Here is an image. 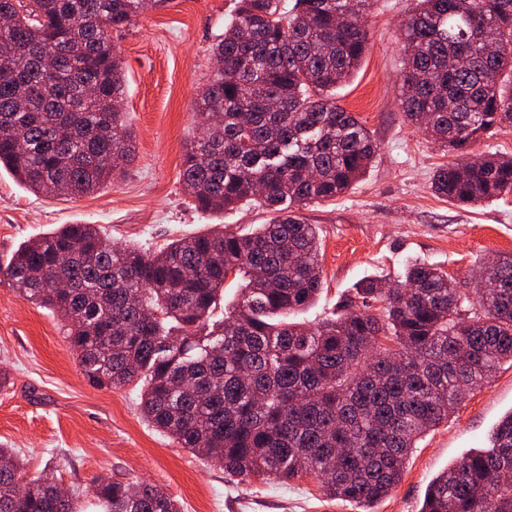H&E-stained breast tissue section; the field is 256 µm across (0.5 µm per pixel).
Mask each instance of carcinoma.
Segmentation results:
<instances>
[{
  "label": "carcinoma",
  "mask_w": 512,
  "mask_h": 512,
  "mask_svg": "<svg viewBox=\"0 0 512 512\" xmlns=\"http://www.w3.org/2000/svg\"><path fill=\"white\" fill-rule=\"evenodd\" d=\"M153 2L0 0V169L71 199L122 173L135 149L110 33ZM373 2L297 0L288 10L240 0L214 47L224 68L198 91L202 138L188 141L180 179L197 209L255 201L267 223L242 236L216 227L152 253L112 245L95 224H64L0 265L1 285L64 316L86 379L142 384L143 418L181 447L241 481L312 477L360 512L400 481L425 435L512 362V256L485 265V287L470 293L414 260L403 296L371 277L333 317L288 321L315 303L324 278L316 226L287 206L344 194L378 152L333 100L368 48ZM403 30L406 119L450 154L512 129V0H416ZM431 188L462 206L511 193L512 156L452 162ZM230 275L242 281L237 303L214 320ZM93 493L102 512H181L148 483L101 478ZM79 500L25 476L14 450L0 448V512H80ZM420 512H512V411L485 447L432 480Z\"/></svg>",
  "instance_id": "1"
}]
</instances>
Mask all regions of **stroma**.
<instances>
[{
    "mask_svg": "<svg viewBox=\"0 0 512 512\" xmlns=\"http://www.w3.org/2000/svg\"><path fill=\"white\" fill-rule=\"evenodd\" d=\"M238 0H157L112 47L126 67L125 120L135 158L124 175L79 199L34 193L0 172V263L18 246L62 224H95L116 246L157 251L214 225L244 234L266 223L249 203L213 215L198 210L180 181L194 99L215 70L213 47ZM413 0H376L368 49L336 102L356 113L378 145L374 165L344 195L299 208L316 225L324 289L298 321L333 316L368 276L401 281L418 259L471 289L483 261L512 255V193L475 206L436 196L431 178L451 157L400 110L401 24ZM0 446L17 449L29 473L83 488V512H100L91 489L101 478L145 481L176 498L181 512H356L327 501L317 480L242 483L181 448L141 418L140 386L96 387L82 374L60 317L0 285ZM512 410V364L474 391L448 424L430 432L401 482L373 512H419L430 481Z\"/></svg>",
    "mask_w": 512,
    "mask_h": 512,
    "instance_id": "1",
    "label": "stroma"
}]
</instances>
